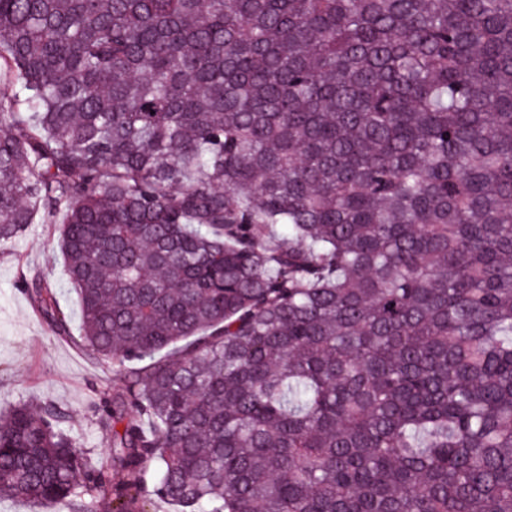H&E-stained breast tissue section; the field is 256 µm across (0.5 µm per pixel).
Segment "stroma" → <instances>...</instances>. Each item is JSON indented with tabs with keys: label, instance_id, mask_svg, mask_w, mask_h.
Returning <instances> with one entry per match:
<instances>
[{
	"label": "stroma",
	"instance_id": "obj_1",
	"mask_svg": "<svg viewBox=\"0 0 512 512\" xmlns=\"http://www.w3.org/2000/svg\"><path fill=\"white\" fill-rule=\"evenodd\" d=\"M40 277L60 289L59 305L69 332H54L36 308L22 277ZM118 387L111 366L80 342L79 302L65 285L63 256L54 225L31 224L8 242H0V411L21 400L50 401L65 409L64 429L90 451V463L112 486L125 474L112 464L110 436L98 424L91 405L96 386Z\"/></svg>",
	"mask_w": 512,
	"mask_h": 512
}]
</instances>
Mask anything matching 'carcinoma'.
<instances>
[{"instance_id":"obj_1","label":"carcinoma","mask_w":512,"mask_h":512,"mask_svg":"<svg viewBox=\"0 0 512 512\" xmlns=\"http://www.w3.org/2000/svg\"><path fill=\"white\" fill-rule=\"evenodd\" d=\"M38 220L126 480L20 401L0 499L512 512V0H0V241Z\"/></svg>"}]
</instances>
